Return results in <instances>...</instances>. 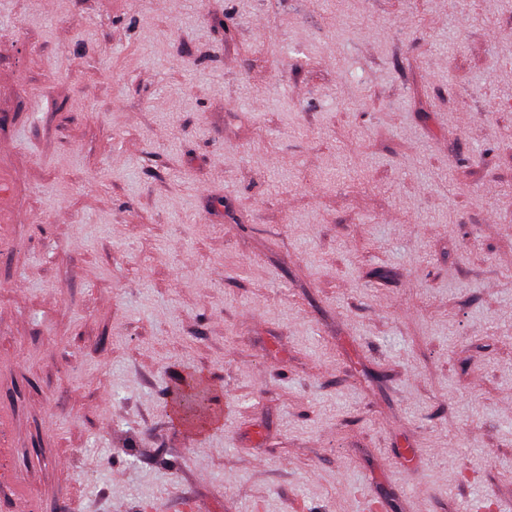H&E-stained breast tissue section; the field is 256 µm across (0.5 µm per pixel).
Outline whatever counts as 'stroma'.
Wrapping results in <instances>:
<instances>
[{
    "label": "stroma",
    "mask_w": 512,
    "mask_h": 512,
    "mask_svg": "<svg viewBox=\"0 0 512 512\" xmlns=\"http://www.w3.org/2000/svg\"><path fill=\"white\" fill-rule=\"evenodd\" d=\"M0 177L35 512H512V0H0ZM173 404L179 420L194 421L205 416L210 410L209 389L196 377L190 375L175 391Z\"/></svg>",
    "instance_id": "obj_1"
}]
</instances>
